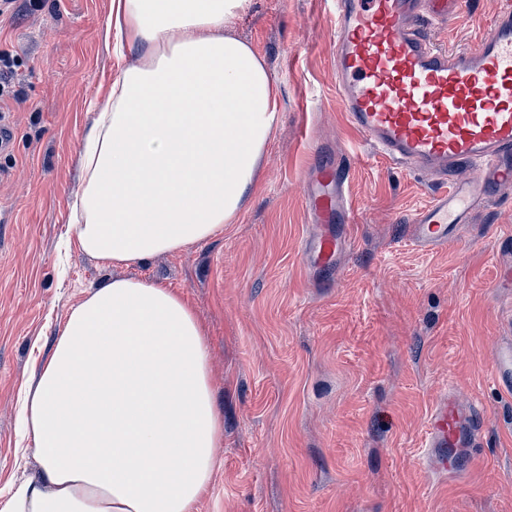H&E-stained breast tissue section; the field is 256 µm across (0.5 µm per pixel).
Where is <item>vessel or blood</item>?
I'll return each instance as SVG.
<instances>
[{"mask_svg": "<svg viewBox=\"0 0 512 512\" xmlns=\"http://www.w3.org/2000/svg\"><path fill=\"white\" fill-rule=\"evenodd\" d=\"M467 0H334L336 90L346 118L390 165L434 176L439 190L412 214L413 240L435 248L457 241L463 224L503 185L512 184V0L473 46L433 45L424 20L446 22ZM462 165L479 179L449 182ZM347 182L340 166L320 163L306 199L320 226L306 250L337 265L350 239ZM493 383L512 393V336L500 342ZM481 411L448 392L428 412L421 446L440 473L457 477L481 439Z\"/></svg>", "mask_w": 512, "mask_h": 512, "instance_id": "1", "label": "vessel or blood"}]
</instances>
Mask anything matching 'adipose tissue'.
<instances>
[{
    "instance_id": "obj_1",
    "label": "adipose tissue",
    "mask_w": 512,
    "mask_h": 512,
    "mask_svg": "<svg viewBox=\"0 0 512 512\" xmlns=\"http://www.w3.org/2000/svg\"><path fill=\"white\" fill-rule=\"evenodd\" d=\"M248 7L112 0L121 64L84 136L81 251L140 265L235 222L279 112L264 61L225 33ZM22 415L43 469L0 512H197L224 434L206 328L164 283L103 282L25 386Z\"/></svg>"
}]
</instances>
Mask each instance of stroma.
I'll return each instance as SVG.
<instances>
[{
    "label": "stroma",
    "mask_w": 512,
    "mask_h": 512,
    "mask_svg": "<svg viewBox=\"0 0 512 512\" xmlns=\"http://www.w3.org/2000/svg\"><path fill=\"white\" fill-rule=\"evenodd\" d=\"M501 0H469L430 22L441 47L485 36ZM111 0H16L0 15V52L17 60L0 101L17 132L0 156V500L37 478L19 430V393L35 382L70 314L98 284L159 281L208 330L210 378L224 412L219 462L198 512H512V393L490 379L508 331L512 186L438 253L407 234L434 191L391 167L350 128L334 85L330 0H251L227 29L277 81L280 119L236 223L207 242L139 266L79 250L70 203L81 188L82 138L116 69ZM349 181L353 238L340 272H311L316 233L305 208L320 160ZM485 419L469 474H439L421 449L430 405L445 391Z\"/></svg>",
    "instance_id": "35a3bbf8"
}]
</instances>
